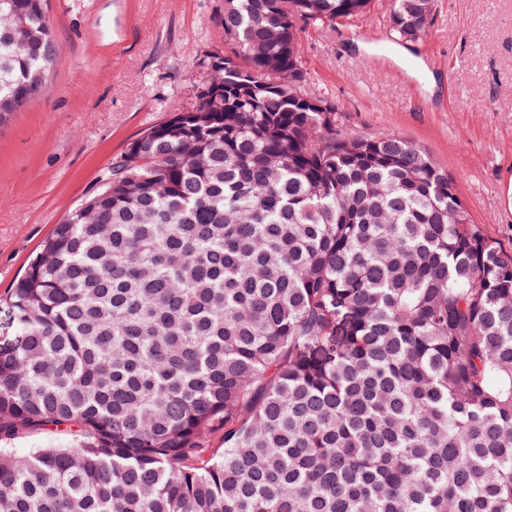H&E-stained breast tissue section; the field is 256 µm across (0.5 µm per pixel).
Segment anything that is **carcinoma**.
Wrapping results in <instances>:
<instances>
[{
    "instance_id": "cac0c4a2",
    "label": "carcinoma",
    "mask_w": 512,
    "mask_h": 512,
    "mask_svg": "<svg viewBox=\"0 0 512 512\" xmlns=\"http://www.w3.org/2000/svg\"><path fill=\"white\" fill-rule=\"evenodd\" d=\"M46 2L0 0V124L58 53ZM371 3L224 0L195 104L55 225L0 344V512H512V255L300 90L296 21ZM425 7L392 0L399 38ZM62 429L64 431L50 430L46 433L18 440L13 444L12 448H14L16 455L28 456L35 452L37 448H44L49 444L61 442L69 438L72 433L69 431V428L66 430V427H63Z\"/></svg>"
}]
</instances>
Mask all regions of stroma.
Returning <instances> with one entry per match:
<instances>
[{"label":"stroma","mask_w":512,"mask_h":512,"mask_svg":"<svg viewBox=\"0 0 512 512\" xmlns=\"http://www.w3.org/2000/svg\"><path fill=\"white\" fill-rule=\"evenodd\" d=\"M390 0L320 26L297 21L305 92L342 136L395 135L456 176L472 223L512 251V0H434L399 42ZM224 0H48L59 50L45 86L0 126V341L10 290L56 224L141 132L196 100L224 53Z\"/></svg>","instance_id":"stroma-1"}]
</instances>
